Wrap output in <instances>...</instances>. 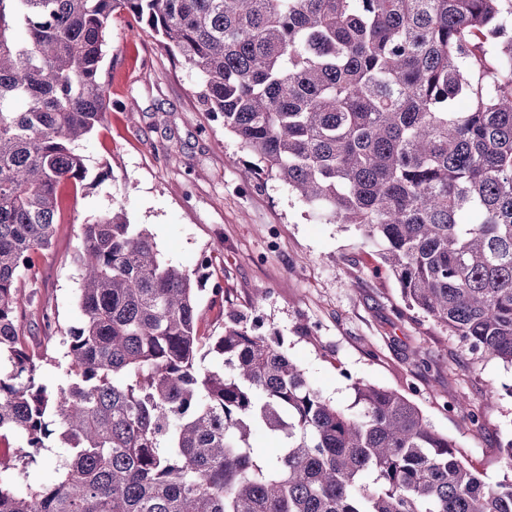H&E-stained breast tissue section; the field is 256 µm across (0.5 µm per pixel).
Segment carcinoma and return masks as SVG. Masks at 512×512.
<instances>
[{
    "mask_svg": "<svg viewBox=\"0 0 512 512\" xmlns=\"http://www.w3.org/2000/svg\"><path fill=\"white\" fill-rule=\"evenodd\" d=\"M201 75L204 111L329 221L380 246L404 301L512 365V0H0V512H512L401 393L326 400L120 207L80 225L83 323L28 346L20 272L52 244L110 111L112 15ZM218 365H201L204 355ZM446 407L478 415L452 397ZM258 430L280 452H252ZM52 448L55 478L24 469ZM55 476L52 459L49 458L43 463L32 466L27 473V477L21 479L19 487L25 490L29 486H38L50 482Z\"/></svg>",
    "mask_w": 512,
    "mask_h": 512,
    "instance_id": "carcinoma-1",
    "label": "carcinoma"
}]
</instances>
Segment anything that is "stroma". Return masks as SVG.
I'll list each match as a JSON object with an SVG mask.
<instances>
[{
  "label": "stroma",
  "mask_w": 512,
  "mask_h": 512,
  "mask_svg": "<svg viewBox=\"0 0 512 512\" xmlns=\"http://www.w3.org/2000/svg\"><path fill=\"white\" fill-rule=\"evenodd\" d=\"M102 71L112 108L80 144L88 176L66 196L53 244L21 281L63 337L80 326L79 227L122 207L153 234L162 258L195 269L211 254L199 294V329L223 332L230 314L276 338L337 408L354 409L352 383L398 391L415 403L488 484L506 473L512 439V366L470 353L458 337L409 308L379 248L354 227L327 221L278 179H244L254 163L197 99L200 77L124 12L113 15ZM482 413L473 425L449 395Z\"/></svg>",
  "instance_id": "1"
}]
</instances>
